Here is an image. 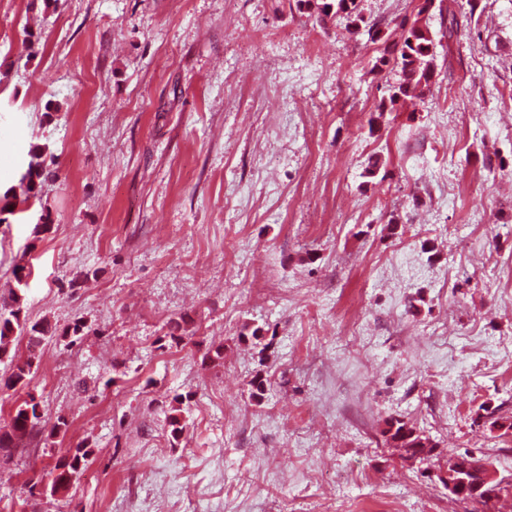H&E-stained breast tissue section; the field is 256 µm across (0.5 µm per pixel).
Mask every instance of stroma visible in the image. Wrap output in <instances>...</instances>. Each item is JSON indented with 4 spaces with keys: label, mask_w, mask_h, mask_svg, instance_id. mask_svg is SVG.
I'll return each instance as SVG.
<instances>
[{
    "label": "stroma",
    "mask_w": 512,
    "mask_h": 512,
    "mask_svg": "<svg viewBox=\"0 0 512 512\" xmlns=\"http://www.w3.org/2000/svg\"><path fill=\"white\" fill-rule=\"evenodd\" d=\"M444 6L434 84L382 114V44L302 0H0V192L31 149L53 173L0 223V296L97 329L45 336L24 388L0 359V428L29 394L68 422L0 453V512H512L381 435L403 419L512 482V0ZM93 454L94 449L78 446L58 456L50 472L53 475L50 494L56 496L67 493L75 479L85 470Z\"/></svg>",
    "instance_id": "stroma-1"
}]
</instances>
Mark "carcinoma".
Instances as JSON below:
<instances>
[{
	"instance_id": "1",
	"label": "carcinoma",
	"mask_w": 512,
	"mask_h": 512,
	"mask_svg": "<svg viewBox=\"0 0 512 512\" xmlns=\"http://www.w3.org/2000/svg\"><path fill=\"white\" fill-rule=\"evenodd\" d=\"M360 3L361 0H316L317 20L323 22L328 18L338 17L346 21V27L353 28L355 32L365 29L369 41L375 43L386 36V33L381 29L380 23L365 18ZM434 3L435 0H423L413 18L405 17L395 23L391 34L396 39L384 48L382 56L376 60L375 67L381 69L391 64L399 72L398 83L388 89L389 104L392 107L399 103L413 104L423 99L436 75V35L426 17ZM45 175L47 170L43 153L37 149L30 150L27 168L19 180V187L24 195L21 203L25 204L40 196L42 178ZM18 333H24L28 337L30 353L24 358L10 354L12 338ZM48 333L49 328L45 325L27 323L26 316L23 315L22 298L18 294L14 293L9 299L0 301V356L11 357L13 364L7 380L8 386L23 388L27 385L28 376L37 360L35 349ZM95 333L97 329L79 318L70 327L62 330L59 336L82 337ZM40 421V402L30 394L15 408L9 430L0 432V451L30 445ZM382 436L385 443L406 460L429 463L440 456L433 440L402 419L386 421ZM93 454L94 449L78 446L58 456L51 470L53 478L50 494L56 496L68 492Z\"/></svg>"
}]
</instances>
